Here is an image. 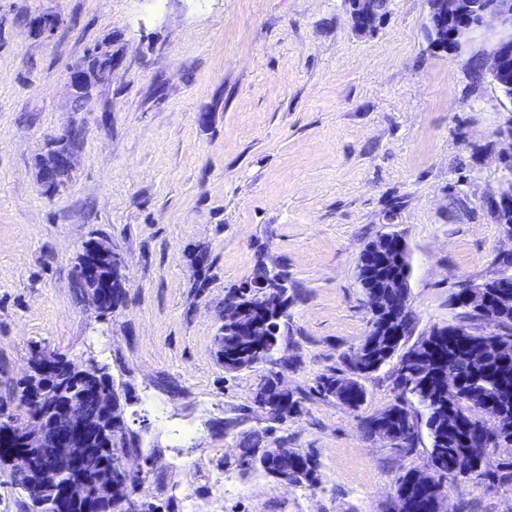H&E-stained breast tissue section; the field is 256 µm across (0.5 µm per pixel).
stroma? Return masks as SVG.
Returning <instances> with one entry per match:
<instances>
[{"label":"stroma","instance_id":"obj_1","mask_svg":"<svg viewBox=\"0 0 512 512\" xmlns=\"http://www.w3.org/2000/svg\"><path fill=\"white\" fill-rule=\"evenodd\" d=\"M37 14L58 17L50 33ZM425 0H392L369 34L346 0H0V412L47 349L94 359L145 417V488L156 503L205 512H393L412 450L369 436L366 418L397 400L396 368L361 375L351 410L315 391L368 331L357 281L365 246L407 243V345L456 322L459 281L491 277L512 231L487 202L512 176L498 133L512 102L474 86L466 56L436 53ZM111 56L112 73L77 99L71 71ZM75 140L73 176L40 180L53 141ZM128 260L126 297L101 316L73 270L90 238ZM288 273L281 344L300 416L269 426L253 401L265 373L225 372L215 339L224 294L258 261ZM314 452L315 486L242 470L240 443ZM224 472L214 500L210 472ZM448 507L512 512V491L444 486Z\"/></svg>","mask_w":512,"mask_h":512}]
</instances>
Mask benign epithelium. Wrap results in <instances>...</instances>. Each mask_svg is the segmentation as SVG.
<instances>
[{
    "mask_svg": "<svg viewBox=\"0 0 512 512\" xmlns=\"http://www.w3.org/2000/svg\"><path fill=\"white\" fill-rule=\"evenodd\" d=\"M350 18L355 30L369 33L383 21V16L369 6L366 0H348ZM427 13L424 27L429 31L428 45L436 52L468 53L477 48L485 78L512 102V0H503L502 5L490 11L480 0H425ZM69 147L49 154L41 171V180L52 190L64 188L72 175ZM488 205L497 213L512 215V177L508 178L497 196L488 200ZM406 242L396 233L381 234L374 245H367L370 261L378 269L400 264ZM85 258L75 268L79 285L94 284L98 291L90 292L91 300L100 314L108 313L107 307L117 291L114 284L124 285L128 262L118 249L104 241L91 239L83 246ZM367 280L369 290L364 292L371 316H384V335L397 339L402 335L394 310L388 304V288L408 287L407 273L381 274L373 278L369 268L357 270ZM257 303L265 313L277 316L288 315L291 300L282 290L281 282L257 276L250 283ZM236 330L243 336L259 337L266 341L275 335V329L266 318H253L243 311L237 318ZM288 366L284 357L268 360L267 372L278 374V382L271 391L260 395L257 406L266 411L274 403L288 400V387L283 384L282 371ZM58 377L46 385L38 397L43 410L36 413H11L0 417V455L15 461L18 468H26L34 454L31 449H40L39 462L56 476L57 487L36 502L37 512H100L95 497L98 491L92 488L89 477L105 466L101 449L122 445L127 451L112 455V479L101 492L112 504L113 512H144L145 505L139 493L132 490L133 478L143 476L144 465L132 466L143 461L139 451H130V442L140 440L139 432L133 430L126 415L127 394L117 386L105 390L97 388L94 378L105 377L106 366L88 360L77 369L69 364L60 366ZM75 376L88 383L85 393L65 400L57 397L59 384Z\"/></svg>",
    "mask_w": 512,
    "mask_h": 512,
    "instance_id": "obj_1",
    "label": "benign epithelium"
}]
</instances>
